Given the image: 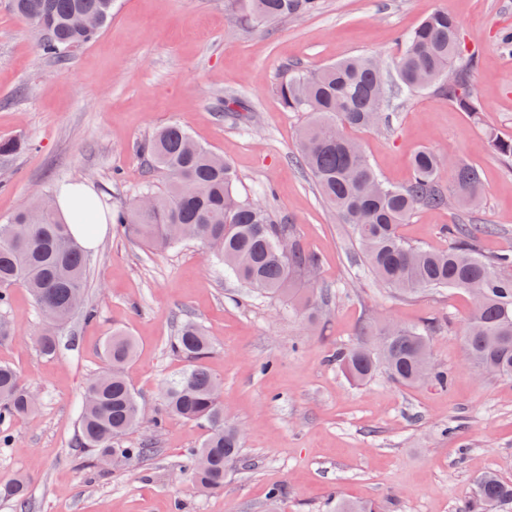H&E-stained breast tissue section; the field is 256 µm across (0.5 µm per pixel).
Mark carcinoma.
<instances>
[{
    "label": "carcinoma",
    "mask_w": 512,
    "mask_h": 512,
    "mask_svg": "<svg viewBox=\"0 0 512 512\" xmlns=\"http://www.w3.org/2000/svg\"><path fill=\"white\" fill-rule=\"evenodd\" d=\"M114 0H12L23 22L41 33V52L64 63L73 49L95 39L112 18ZM320 0H232L235 24L253 28L282 18H301L317 12ZM477 61L466 52L456 19L437 11L403 35L401 53L386 62L372 55L347 56L317 72L290 68L277 91L285 109L303 112L307 120L298 135L297 164L313 178L324 201L339 221L352 226L356 241L372 274L397 295L456 289L469 294L473 307L462 332L467 355L475 369L512 379V250L485 258L475 249V239L492 231L485 224H454L449 234L454 246L444 251L415 247L404 241L399 225L420 208H445L456 201L464 208L480 204L483 186L469 166L456 169L457 190L442 185L440 155L431 149L417 151L408 182H384L350 131L373 129L389 122V84L408 92L435 89L448 97L458 111L476 123L483 106L472 90ZM458 72V83L438 80L445 70ZM495 153L512 160V139L486 130ZM149 166L164 174L160 184L147 182L142 194L152 197L146 210L137 203L115 215L124 234L140 243L166 251L186 242L191 233L206 246L224 272L246 287L271 297L291 294V285L311 274L319 259L300 247L283 256L279 240L295 238L294 226L282 224L258 201L241 198L236 176L223 157L196 143L187 131L168 125L155 131L145 146ZM53 197L35 198L13 215L0 220V340L12 327L2 312L10 306V289L22 285L31 293L42 329L38 345L43 354L59 350V333L77 313L84 320L96 310L84 304L87 256L72 224L58 214ZM97 204L78 205L75 217L90 229ZM329 294L307 302L302 314L316 322ZM171 347L191 365L168 381L163 408L168 416L203 424L206 438L188 453L182 470L203 490L224 488V467L239 458L242 440L224 418L218 401L220 383L203 365L211 343L191 320L181 326ZM136 345L128 334L115 331L104 343L109 367L91 380L84 392L76 445L90 453L92 467L99 457L116 454L128 460L151 453L142 442L127 448L122 438L145 418L143 403L127 382L123 367L134 357ZM336 364L355 383L370 380L383 370L403 384L433 382L442 389L452 383L447 370L431 364L430 326L382 328L360 332L355 342L336 351ZM17 371L0 364V445L10 442L8 428L32 412L31 400ZM481 489L459 512H512V484L496 475L479 479ZM28 484L17 477L0 484V498L23 503ZM336 512H379L375 504L336 499Z\"/></svg>",
    "instance_id": "carcinoma-1"
}]
</instances>
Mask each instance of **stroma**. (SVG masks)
<instances>
[{"instance_id": "35a3bbf8", "label": "stroma", "mask_w": 512, "mask_h": 512, "mask_svg": "<svg viewBox=\"0 0 512 512\" xmlns=\"http://www.w3.org/2000/svg\"><path fill=\"white\" fill-rule=\"evenodd\" d=\"M228 0H116L112 18L66 63L44 56L40 33L0 0V138L28 142L0 160V219L66 183L90 184L105 213L130 204L148 174L141 150L175 124L228 160L242 198L265 203L294 225L300 246L319 258L315 276L292 297L272 299L226 277L208 249L187 242L160 253L107 224L88 254L86 298L95 320L75 317L56 356L36 346L40 322L26 289L11 290L13 337L0 363L16 367L40 396L0 448V483L29 480L25 506L0 512H332L336 497L380 503L384 512H458L480 476L512 481V380L479 375L460 339L472 303L461 291L401 297L368 273L350 225L340 223L295 162V133L306 117L283 108L276 86L289 67L315 70L356 54L394 58L400 37L444 9L462 26L478 66L473 91L482 124L432 90L389 100L390 124L355 136L382 178L400 185L419 149L441 154L451 183L463 165L478 170L480 209L415 211L399 227L408 243L452 246V224H488L477 248L512 249V165L485 130L512 139V56L498 47L512 29V0H321L318 13L247 30ZM245 111L224 110L228 97ZM329 291L315 325L301 298ZM212 342L204 364L224 384V413L244 433L241 455L217 492L196 488L179 464L199 448L204 427L170 418L143 421L125 442H151L150 455L87 467L77 448L85 388L104 370L102 344L123 329L137 342L128 383L149 409L187 367L170 349L183 318ZM431 325L432 355L453 375L451 389L406 387L378 375L357 385L333 362L338 347L369 324ZM285 495L270 501L275 488Z\"/></svg>"}]
</instances>
